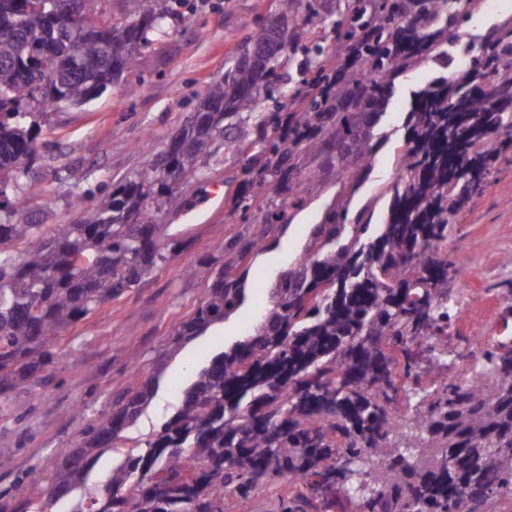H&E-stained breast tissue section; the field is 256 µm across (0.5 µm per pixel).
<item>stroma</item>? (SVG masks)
Listing matches in <instances>:
<instances>
[{
  "mask_svg": "<svg viewBox=\"0 0 512 512\" xmlns=\"http://www.w3.org/2000/svg\"><path fill=\"white\" fill-rule=\"evenodd\" d=\"M276 9V0H189L183 19L173 21L168 35L142 53L124 80L83 106L39 116L40 156L9 187L10 193L30 198L17 221L50 227L72 223L76 199L95 203L113 184L140 171L146 160L140 145L150 138L162 146ZM442 74L428 62L394 82L380 125L387 138L377 145L374 166L357 197L361 204L379 197L375 223L388 217V202L380 193L390 183L396 147L407 131L412 93ZM239 166L237 156L217 155L209 162L206 181L184 186L185 201L198 200L210 181L223 182L225 196H232ZM41 194L50 197V206L36 204ZM329 200L322 195L297 212L291 224L275 226L268 249L243 266L240 310L175 353L171 336L203 298L225 239L246 235L247 227L226 206L207 223L172 226V233L189 239V247L75 325L38 386L21 384L0 402V453L8 459L0 468V490L32 471L52 468L58 448L71 444L89 423L111 412L119 394L152 374L158 377V391L138 425L126 431V444L134 446L156 431L175 411L191 368L253 333L268 288L304 252L308 230ZM445 250L466 272L465 278L448 281L458 311L446 347L447 375L455 379L475 362L474 337L512 342V313L502 301L512 290V161L499 164L483 193L457 216Z\"/></svg>",
  "mask_w": 512,
  "mask_h": 512,
  "instance_id": "1",
  "label": "stroma"
}]
</instances>
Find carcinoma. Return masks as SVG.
Listing matches in <instances>:
<instances>
[{
    "instance_id": "1",
    "label": "carcinoma",
    "mask_w": 512,
    "mask_h": 512,
    "mask_svg": "<svg viewBox=\"0 0 512 512\" xmlns=\"http://www.w3.org/2000/svg\"><path fill=\"white\" fill-rule=\"evenodd\" d=\"M94 0H0V398L37 383L67 331L170 262L187 241L155 219L184 204L181 184L204 175L224 148L241 156L231 211L250 226L224 243L202 301L171 347L237 311L239 270L336 184V202L309 231L306 253L277 278L254 334L194 372L180 405L149 438L120 446L151 405L146 379L119 397L58 453L56 466L0 492V512H224L286 480L305 491L278 499L281 512H333L337 495L358 512H512V345L488 343L475 385L427 386L419 361L448 370L441 344L456 312L442 257L450 224L481 192L512 147V24L481 36L473 74L441 76L413 93L407 134L396 147L402 179L388 221L374 205L351 209L374 163L394 78L448 46L473 11L458 0H345L329 46L304 48L301 79L281 72L320 15L316 0H278L293 17L287 46L261 43L211 84L165 145L134 177L52 232L15 221L24 197L6 198L39 156L36 117L103 93L142 52L168 35L182 0H125L126 19L70 16ZM279 94L277 110L264 101ZM404 411H399L400 405ZM116 455L105 483L93 465Z\"/></svg>"
}]
</instances>
